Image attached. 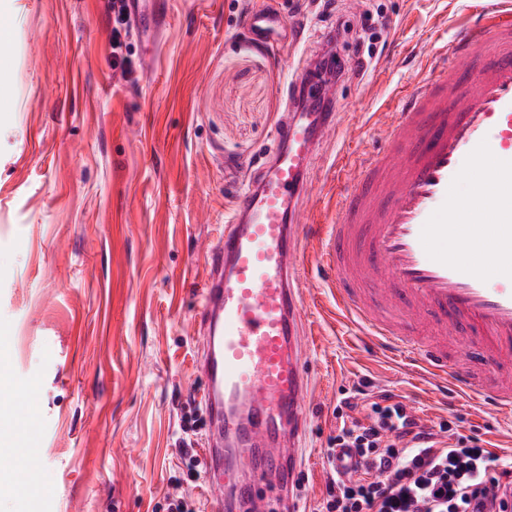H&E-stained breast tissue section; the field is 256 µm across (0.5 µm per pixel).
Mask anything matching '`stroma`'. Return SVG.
I'll return each instance as SVG.
<instances>
[{"label": "stroma", "mask_w": 512, "mask_h": 512, "mask_svg": "<svg viewBox=\"0 0 512 512\" xmlns=\"http://www.w3.org/2000/svg\"><path fill=\"white\" fill-rule=\"evenodd\" d=\"M151 75L112 68L108 0H9L0 26V428L37 438L0 471V512H166L185 490L206 512L204 478L188 479L181 440L203 427L194 364L200 253L224 233L234 195L259 159L292 75L337 20L388 23L362 72L336 98L337 140L309 174L313 198L336 191L337 158L384 144L385 115L432 67L471 0H168ZM263 10L303 27L278 46L249 38ZM302 321L311 381L304 471L308 512L321 502L341 400L388 391L432 422L448 420L489 450L512 452V417L452 393L358 336L308 267Z\"/></svg>", "instance_id": "1"}]
</instances>
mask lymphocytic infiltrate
Segmentation results:
<instances>
[{
	"label": "lymphocytic infiltrate",
	"instance_id": "obj_1",
	"mask_svg": "<svg viewBox=\"0 0 512 512\" xmlns=\"http://www.w3.org/2000/svg\"><path fill=\"white\" fill-rule=\"evenodd\" d=\"M131 31L126 0H112V65L125 77L134 70L126 39ZM372 405L368 420L340 424L331 443L347 448L359 478L335 472L323 512H504L501 489H512V457L440 421L413 436L386 426Z\"/></svg>",
	"mask_w": 512,
	"mask_h": 512
}]
</instances>
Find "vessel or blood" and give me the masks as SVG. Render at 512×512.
I'll return each instance as SVG.
<instances>
[{
    "label": "vessel or blood",
    "instance_id": "obj_1",
    "mask_svg": "<svg viewBox=\"0 0 512 512\" xmlns=\"http://www.w3.org/2000/svg\"><path fill=\"white\" fill-rule=\"evenodd\" d=\"M129 2L137 36L157 33L164 0ZM446 61L389 113L384 148L337 170L346 188L331 224L309 218L304 201L336 115L285 104L260 175L237 192L223 238L203 248L195 371L209 512H301L291 490L309 423L299 324L310 260L359 335L512 413V372L481 382L446 344L414 332L432 319L471 331L487 361L512 355V0H474ZM293 82L336 97L309 70Z\"/></svg>",
    "mask_w": 512,
    "mask_h": 512
}]
</instances>
